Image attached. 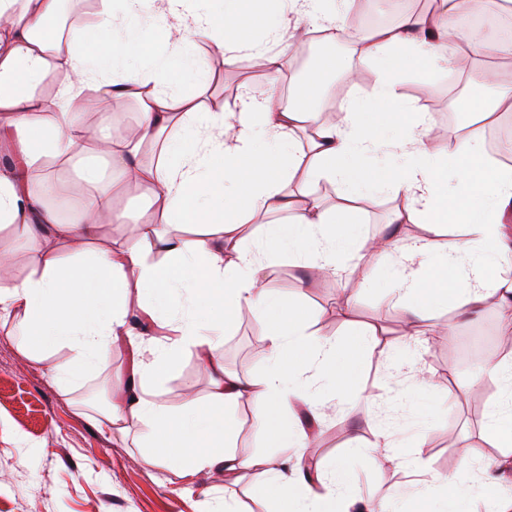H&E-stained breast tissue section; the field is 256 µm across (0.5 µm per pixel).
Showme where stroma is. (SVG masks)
<instances>
[{
	"label": "stroma",
	"mask_w": 512,
	"mask_h": 512,
	"mask_svg": "<svg viewBox=\"0 0 512 512\" xmlns=\"http://www.w3.org/2000/svg\"><path fill=\"white\" fill-rule=\"evenodd\" d=\"M321 45L339 57L343 66L362 67L368 74L357 82L346 80L339 72L326 75L321 107L339 113L346 99L368 98L377 79L375 68L363 67L347 42L325 39ZM207 65L210 81L205 100L216 112L236 111L243 88L260 89L269 79L266 73L250 72L239 60L228 65L223 58L211 56ZM447 77L444 71H414L406 73L400 84L409 102L430 113L437 132L447 129L448 115L459 105L448 97ZM397 205L387 193L363 197L356 201L348 221L359 225L369 238L389 229L401 239L425 234L422 224L391 225ZM299 276L293 260L274 258L266 286L287 299L301 297L313 311L314 329L322 335L351 347L360 326L370 324L385 331L375 349L362 358L365 398L353 404L331 402L320 409L315 451L306 461L311 471H325L332 461L342 462L356 497L372 503L394 501L398 512H423L426 502L410 493L406 471L392 463L375 464L366 457L350 456L351 444L372 443L377 424L408 413L415 430L427 434L422 461L428 469L456 473L466 448L480 458L499 455V448L483 434L499 386L487 377L475 385L471 378L475 351L499 345L504 334L512 333V308L490 306L459 325L454 337H428L426 347L414 350L411 369L393 379L389 376L390 355L404 347L405 324L399 312L385 302L387 280L350 297L336 277L327 276L304 287ZM265 351L266 343L248 313L235 320L221 347L228 370L253 378L264 372ZM132 361L129 347L114 346L104 364L64 387L51 378L44 365L21 354L13 324L0 325V512H205L206 507H220L228 494L243 502L248 512H271L272 503L260 496L257 475L239 481L225 479L220 471L178 477L167 468L141 463L145 448L137 428L108 434L93 425L90 394L111 400L114 375L129 371ZM415 370L432 377L438 388L410 400L401 398ZM151 384L159 398L172 407L182 406L190 398L202 406L208 402L210 380L192 352L183 353Z\"/></svg>",
	"instance_id": "1"
}]
</instances>
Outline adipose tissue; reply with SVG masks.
<instances>
[{
  "mask_svg": "<svg viewBox=\"0 0 512 512\" xmlns=\"http://www.w3.org/2000/svg\"><path fill=\"white\" fill-rule=\"evenodd\" d=\"M456 6L457 0H438L434 12L372 33L349 27L336 0H102L101 10L62 41L49 26L60 0H0V228H12L34 256L24 278L0 273V317L17 321L22 355L49 362L48 349L67 350V361L49 363V371L55 382L70 384L79 371L96 369L115 344H127L138 358L129 373L116 375L104 419L139 425L152 448L143 464L183 476L221 469L239 479L257 471L266 494L288 512H328L334 501L340 512H352L357 499L341 464L313 477L288 451L310 445L295 405L313 411L360 396L359 365L335 340L309 329L301 303L266 288L267 267L271 258L287 257L308 278L335 276L354 294L386 277L389 303L406 319L411 341L423 336L422 322L440 302L459 318L492 300L512 304V168L484 153L478 129L440 146L429 113L413 110L398 90L406 70L512 57V42L491 33L468 56L450 46ZM288 11L331 38H348L359 59L376 67L370 101L351 99L339 120L322 119L317 96L323 76L337 69L332 56L297 83L286 105L274 84L262 94L244 91L232 115L205 111L197 95L182 92L185 84L206 85L210 54L228 65L248 55L279 76L288 66L285 50L261 48L255 31L285 39L288 47L300 44L310 28H283ZM174 56L181 59L175 83L168 77ZM117 66L120 76L100 80ZM53 71L66 79L48 98L41 86ZM102 95L116 103L140 101L136 133L115 128L106 114L97 130L82 123ZM370 110L377 122L367 121ZM40 112L54 113V121L41 123ZM77 156L86 195L61 192L47 200L40 179L46 158ZM323 180L338 183L348 200L385 188L400 202L393 223L427 225L428 235L370 240L355 225L338 230L335 209L312 192ZM294 181L301 185L295 195L288 191ZM126 183L145 188L158 219L133 222L116 208L115 193ZM282 212L289 221L267 224L264 240L256 241L251 225ZM128 222L130 233L87 257L63 249L94 241L101 225ZM169 224L201 231L176 236L166 232ZM156 253L163 256L157 263L151 260ZM186 281L190 308L181 312L172 300ZM133 291L146 319L168 330V338L147 346L139 341L128 321ZM219 299L221 316L196 319ZM244 310L267 346L258 378L228 371L220 353L225 331ZM184 350L195 352L212 383L203 413L192 399L169 407L146 384ZM477 370L500 387L484 425L499 456L468 455L462 470L439 474L420 466L426 435L402 443L390 426H377L375 447L416 475L417 486L461 493L481 475L498 492L497 473L512 471V358L478 357ZM243 403L276 454L237 452L233 414ZM193 440L209 446L188 451Z\"/></svg>",
  "mask_w": 512,
  "mask_h": 512,
  "instance_id": "obj_1",
  "label": "adipose tissue"
}]
</instances>
